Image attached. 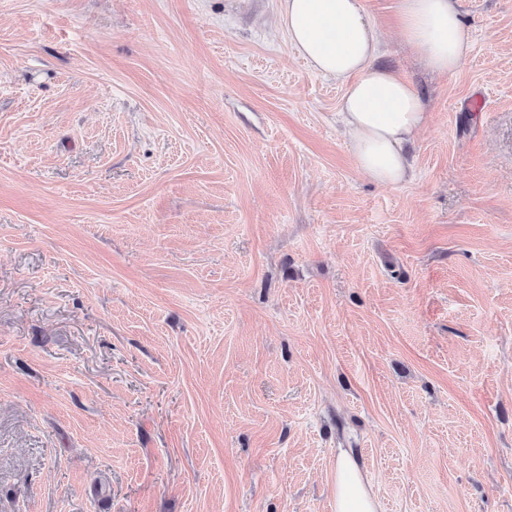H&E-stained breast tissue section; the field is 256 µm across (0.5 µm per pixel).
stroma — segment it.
<instances>
[{
    "label": "stroma",
    "mask_w": 512,
    "mask_h": 512,
    "mask_svg": "<svg viewBox=\"0 0 512 512\" xmlns=\"http://www.w3.org/2000/svg\"><path fill=\"white\" fill-rule=\"evenodd\" d=\"M410 181L277 0H0V512H512V0H455ZM332 498L336 512L380 511V503L364 481L358 462L343 448L336 454Z\"/></svg>",
    "instance_id": "obj_1"
}]
</instances>
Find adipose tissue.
<instances>
[{"label": "adipose tissue", "instance_id": "adipose-tissue-1", "mask_svg": "<svg viewBox=\"0 0 512 512\" xmlns=\"http://www.w3.org/2000/svg\"><path fill=\"white\" fill-rule=\"evenodd\" d=\"M405 42L437 74L453 72L470 39L453 0H398ZM279 20L299 55L345 87L339 103L360 173L382 185L412 176L404 147L426 123L419 93L398 72L377 66L379 32L362 0H279ZM335 512H380L358 462L338 450L332 486Z\"/></svg>", "mask_w": 512, "mask_h": 512}]
</instances>
